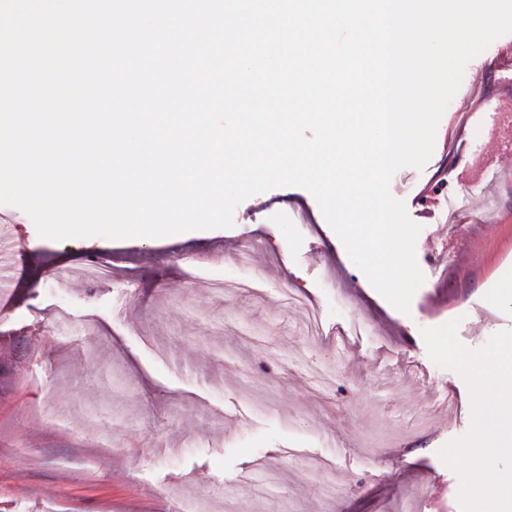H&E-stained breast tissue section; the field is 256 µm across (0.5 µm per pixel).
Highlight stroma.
Returning <instances> with one entry per match:
<instances>
[{
	"label": "stroma",
	"instance_id": "1",
	"mask_svg": "<svg viewBox=\"0 0 512 512\" xmlns=\"http://www.w3.org/2000/svg\"><path fill=\"white\" fill-rule=\"evenodd\" d=\"M512 35L466 66L423 170L392 178L420 225L425 275L409 313L392 307L349 258L316 200L276 187L235 209L232 227L167 237L53 241L7 207L15 245L0 256V512H422L457 503L458 475L438 452L471 427L462 377L435 365L422 329L459 320L469 348L512 329V301L495 292L512 271V152L479 141L500 172L449 197L471 151L460 113L490 96ZM258 241L256 253L243 242ZM109 273L88 278L89 259ZM256 275L257 292L215 283ZM293 281L324 333L282 301ZM492 308L471 329L472 308ZM453 395L456 416L432 400Z\"/></svg>",
	"mask_w": 512,
	"mask_h": 512
}]
</instances>
